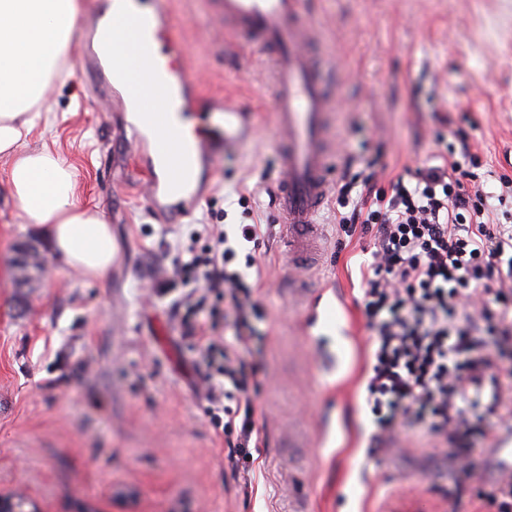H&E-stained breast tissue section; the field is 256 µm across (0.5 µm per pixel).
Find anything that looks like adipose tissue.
I'll use <instances>...</instances> for the list:
<instances>
[{
  "label": "adipose tissue",
  "mask_w": 512,
  "mask_h": 512,
  "mask_svg": "<svg viewBox=\"0 0 512 512\" xmlns=\"http://www.w3.org/2000/svg\"><path fill=\"white\" fill-rule=\"evenodd\" d=\"M78 0H0V155L21 211L47 227L55 263L90 279L104 276L117 253L110 225L74 199L73 173L48 151L17 149L46 114L49 81L59 74L74 35Z\"/></svg>",
  "instance_id": "obj_1"
}]
</instances>
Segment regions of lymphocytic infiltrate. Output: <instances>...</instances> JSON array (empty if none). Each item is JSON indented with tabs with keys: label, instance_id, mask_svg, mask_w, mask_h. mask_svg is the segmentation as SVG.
I'll list each match as a JSON object with an SVG mask.
<instances>
[{
	"label": "lymphocytic infiltrate",
	"instance_id": "lymphocytic-infiltrate-1",
	"mask_svg": "<svg viewBox=\"0 0 512 512\" xmlns=\"http://www.w3.org/2000/svg\"><path fill=\"white\" fill-rule=\"evenodd\" d=\"M470 173L454 159L419 170L414 187L378 192L367 211H352L349 223L376 227L373 261L363 274L362 303L375 332L368 403L379 433L397 424L422 425L434 436L453 439L458 427L490 387L493 404L512 415L501 397L512 370L499 367L487 337L512 330V225L485 220L483 196L462 191ZM218 231L201 251L178 263L184 282L213 295L207 327L196 328V305L183 323L198 338L207 366L232 384L225 392V427H238L239 448L261 430L252 405L234 407L237 395L257 381V369L244 356L254 340L248 332L250 290L231 269L236 250ZM235 316L233 342L214 339L225 311Z\"/></svg>",
	"mask_w": 512,
	"mask_h": 512
}]
</instances>
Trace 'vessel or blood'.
<instances>
[{"mask_svg": "<svg viewBox=\"0 0 512 512\" xmlns=\"http://www.w3.org/2000/svg\"><path fill=\"white\" fill-rule=\"evenodd\" d=\"M124 2L102 0L81 35L86 46L81 64L102 85L124 75L120 54H113L107 68L93 45L103 40L110 22L127 26L137 57L151 66L153 84L168 106L161 117H153L151 100L136 85L128 86L139 119L154 133L152 154L134 151V170L149 186V208L163 223L177 224L202 196L213 161L248 138L251 125L246 113L224 101L202 105L164 8L136 15L124 11ZM221 7L225 24L239 40L273 53L275 114L283 141L275 201L283 261L298 272L319 255L325 229L318 219L329 197L332 98L327 69L311 51L318 36L302 16V0H221Z\"/></svg>", "mask_w": 512, "mask_h": 512, "instance_id": "1", "label": "vessel or blood"}]
</instances>
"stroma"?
Masks as SVG:
<instances>
[{"mask_svg":"<svg viewBox=\"0 0 512 512\" xmlns=\"http://www.w3.org/2000/svg\"><path fill=\"white\" fill-rule=\"evenodd\" d=\"M203 96L249 113L250 137L214 165L205 196L179 224L161 223L145 189L123 179L132 148L112 102L85 80L76 48L55 78L47 125L27 148L49 150L76 173L80 205L111 224L121 261L88 280L51 259L43 227L23 218L0 157V493L41 512H512L478 499L491 485L478 434L456 445L421 428H396L384 449L366 382L373 337L361 273L374 237L338 225L339 189L390 192L398 178L467 144L483 183L512 178V0H307L334 63L330 117L338 171L321 221L328 247L315 269L289 272L271 189L279 177L270 56L224 36L218 0H164ZM262 225L247 265L259 281L250 359L261 447L232 460L237 433L213 418L199 354L173 314L187 293L175 261L194 234ZM34 247L42 268L22 283ZM468 453L466 480L455 457Z\"/></svg>","mask_w":512,"mask_h":512,"instance_id":"35a3bbf8","label":"stroma"}]
</instances>
